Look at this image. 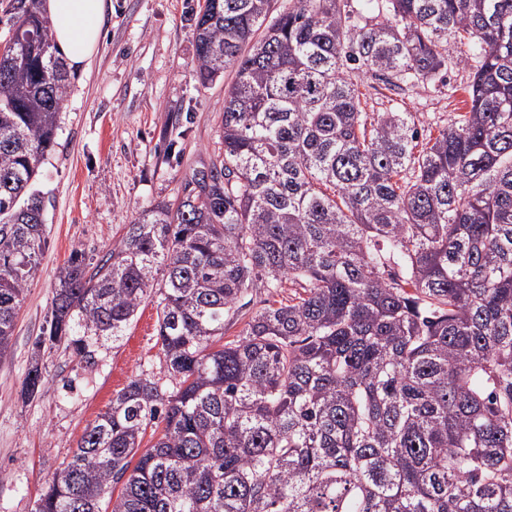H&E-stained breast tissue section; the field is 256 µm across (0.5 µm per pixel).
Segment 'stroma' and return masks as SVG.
<instances>
[{"instance_id": "35a3bbf8", "label": "stroma", "mask_w": 512, "mask_h": 512, "mask_svg": "<svg viewBox=\"0 0 512 512\" xmlns=\"http://www.w3.org/2000/svg\"><path fill=\"white\" fill-rule=\"evenodd\" d=\"M100 45L86 70L71 74L54 149L36 184L46 245L16 318L11 351L0 363V512H35L46 483L113 395L150 371L165 374L155 302H145L95 365L61 349L35 352L50 315L56 275L73 250L97 261L126 224L159 202H174L193 172L224 152L221 108L234 80L201 85L195 73V24L204 0H111ZM469 72L397 93L365 78L368 111L411 113L433 132L464 111ZM48 381L30 402L20 395L32 359Z\"/></svg>"}]
</instances>
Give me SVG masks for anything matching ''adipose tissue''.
Returning a JSON list of instances; mask_svg holds the SVG:
<instances>
[{
  "label": "adipose tissue",
  "mask_w": 512,
  "mask_h": 512,
  "mask_svg": "<svg viewBox=\"0 0 512 512\" xmlns=\"http://www.w3.org/2000/svg\"><path fill=\"white\" fill-rule=\"evenodd\" d=\"M51 36L70 68L88 66L100 43L107 0H45Z\"/></svg>",
  "instance_id": "obj_1"
}]
</instances>
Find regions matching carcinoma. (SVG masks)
I'll use <instances>...</instances> for the list:
<instances>
[{
    "label": "carcinoma",
    "mask_w": 512,
    "mask_h": 512,
    "mask_svg": "<svg viewBox=\"0 0 512 512\" xmlns=\"http://www.w3.org/2000/svg\"><path fill=\"white\" fill-rule=\"evenodd\" d=\"M347 7L205 0L197 78L235 70L224 155L107 258L74 250L35 342L93 365L156 295L166 381L113 396L35 512H512V0H362L357 21ZM9 14L0 361L39 271L33 185L70 85L43 0ZM452 64L467 111L423 143L410 113L362 106L368 75L406 92ZM46 382L36 356L22 395Z\"/></svg>",
    "instance_id": "cac0c4a2"
}]
</instances>
